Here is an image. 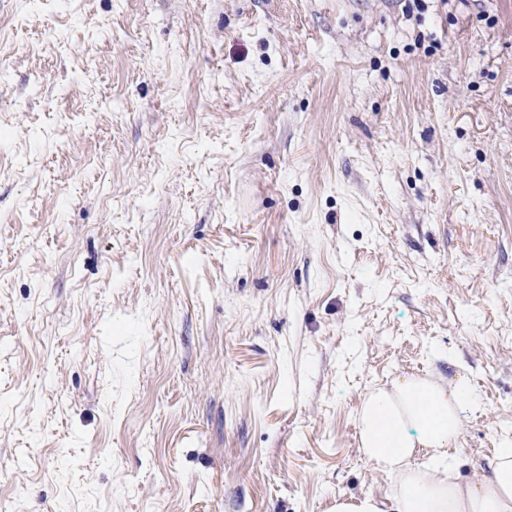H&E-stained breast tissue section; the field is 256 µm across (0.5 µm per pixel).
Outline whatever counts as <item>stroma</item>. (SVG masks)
<instances>
[{"label": "stroma", "mask_w": 512, "mask_h": 512, "mask_svg": "<svg viewBox=\"0 0 512 512\" xmlns=\"http://www.w3.org/2000/svg\"><path fill=\"white\" fill-rule=\"evenodd\" d=\"M0 512L390 502L356 419L512 434V0H0Z\"/></svg>", "instance_id": "35a3bbf8"}]
</instances>
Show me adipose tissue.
Wrapping results in <instances>:
<instances>
[{"instance_id":"1","label":"adipose tissue","mask_w":512,"mask_h":512,"mask_svg":"<svg viewBox=\"0 0 512 512\" xmlns=\"http://www.w3.org/2000/svg\"><path fill=\"white\" fill-rule=\"evenodd\" d=\"M478 400L465 382L443 386L404 377L377 389L357 417L361 452L395 479L394 512H512V443L497 449L488 472L460 486L451 454L464 407ZM426 463H416L419 453Z\"/></svg>"}]
</instances>
